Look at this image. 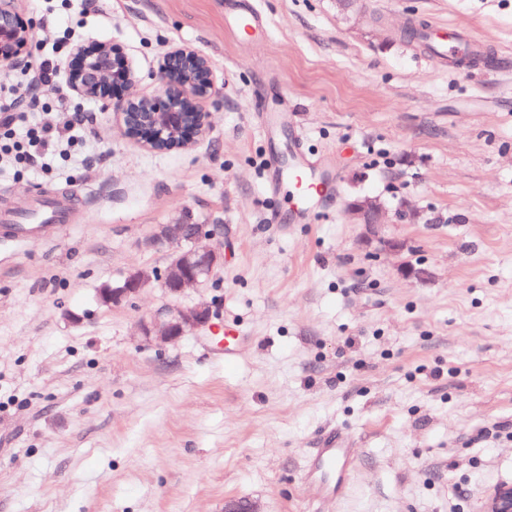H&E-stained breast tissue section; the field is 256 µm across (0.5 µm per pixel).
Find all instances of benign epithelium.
I'll return each mask as SVG.
<instances>
[{"label":"benign epithelium","instance_id":"obj_1","mask_svg":"<svg viewBox=\"0 0 512 512\" xmlns=\"http://www.w3.org/2000/svg\"><path fill=\"white\" fill-rule=\"evenodd\" d=\"M29 42V22L16 0H0V64L22 61ZM66 81L79 96L102 102L113 112L123 135L152 151L187 148L204 136L210 114L200 101L214 90L210 60L198 51L180 47L169 52L158 72L159 90L154 95L134 91L135 80L120 45L112 42L82 43L72 52ZM348 210L364 230V239L382 253L397 251L401 244L380 234L382 207L371 199L352 201ZM222 224H158L148 245L170 250L164 271L146 269L128 272L124 284L99 301L118 305L137 296L157 281L177 296L203 285L224 265ZM208 304L177 307L141 321L140 333L156 345L178 341L183 336L211 326ZM489 507L493 512H512V491H498Z\"/></svg>","mask_w":512,"mask_h":512}]
</instances>
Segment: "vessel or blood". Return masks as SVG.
<instances>
[{
    "label": "vessel or blood",
    "instance_id": "vessel-or-blood-1",
    "mask_svg": "<svg viewBox=\"0 0 512 512\" xmlns=\"http://www.w3.org/2000/svg\"><path fill=\"white\" fill-rule=\"evenodd\" d=\"M236 29H243L252 36H262L265 26L253 7L242 8L230 20ZM430 41L435 48V57L439 60H455L462 42L460 36L448 34L439 36L430 31ZM294 183L301 195L297 202L307 214H316L321 197L326 189L324 182L306 164H298L291 173L273 168L270 185L278 187L284 183ZM70 213L58 200L40 202L24 212L0 216V240L4 242H22L39 237L46 231L48 223L66 224ZM356 451L352 448H340L336 445L335 431L323 434L317 448L307 458V479H310L309 494L312 498L327 500L336 498L345 487Z\"/></svg>",
    "mask_w": 512,
    "mask_h": 512
}]
</instances>
